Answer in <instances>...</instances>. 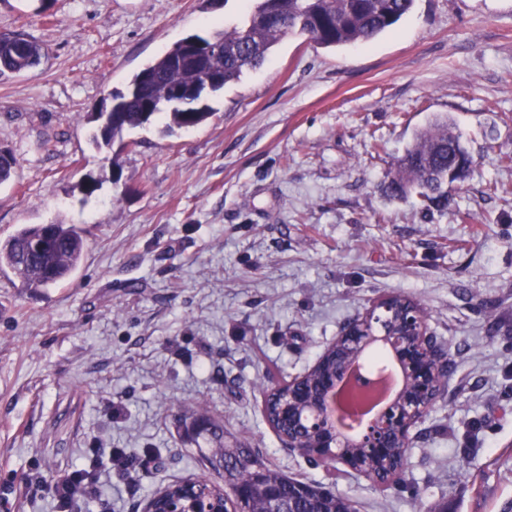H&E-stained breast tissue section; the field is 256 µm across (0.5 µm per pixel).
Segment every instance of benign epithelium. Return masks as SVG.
<instances>
[{"label": "benign epithelium", "mask_w": 512, "mask_h": 512, "mask_svg": "<svg viewBox=\"0 0 512 512\" xmlns=\"http://www.w3.org/2000/svg\"><path fill=\"white\" fill-rule=\"evenodd\" d=\"M334 344L343 347V353L336 357V369L321 379L318 395L306 402H289L282 407L281 415L288 418V447L296 444L294 437L309 430L315 440L314 449L306 457L330 456L344 471L360 476L362 472L349 464L338 449L358 448L369 457L386 461L398 445L408 446L412 430L434 403L433 395L443 392L447 385L448 376L442 371L448 369V353L436 343L427 320L416 311H407L404 319L394 324L387 296L347 323ZM377 345L395 355L403 385L381 413L350 438L336 422V391L348 377L352 364Z\"/></svg>", "instance_id": "7a95c632"}]
</instances>
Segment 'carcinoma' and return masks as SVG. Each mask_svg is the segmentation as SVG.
I'll return each instance as SVG.
<instances>
[{
  "mask_svg": "<svg viewBox=\"0 0 512 512\" xmlns=\"http://www.w3.org/2000/svg\"><path fill=\"white\" fill-rule=\"evenodd\" d=\"M248 11L229 26L201 36L200 51L209 71L222 76L206 83L201 73L185 62L189 42L184 37L135 73L124 92L110 98L115 112L100 129L102 143L111 145L124 132L152 124L165 115L167 128L189 129L206 123L213 108L200 102L203 94H216L241 75L261 66L272 48L290 34L307 36L323 48L367 43L395 28L414 6V0H247ZM43 46L32 38L24 44L8 34L0 36V77L21 74L39 65ZM175 87L183 90L178 101L171 96ZM452 126L440 121L406 149L391 179L381 187L389 198H400L415 190L427 209L443 210L450 201L448 165L463 149ZM18 166L17 158L0 151V183L8 181ZM85 242L74 224H23L0 242V272H11L29 290L49 288L70 277L81 266ZM335 366L331 356L309 372L288 393L309 395L317 390V377ZM179 424L188 432L205 434L212 442L205 464L224 474V484L205 483L215 512H356L352 502L330 490L303 492L295 480L263 463L259 451L239 444L224 447V420L203 404L185 407ZM406 449H399L389 463L364 459L361 464L370 476L405 464ZM195 485L174 481L163 493L151 496L153 512H166L169 502L182 500L184 512H194Z\"/></svg>",
  "mask_w": 512,
  "mask_h": 512,
  "instance_id": "carcinoma-1",
  "label": "carcinoma"
}]
</instances>
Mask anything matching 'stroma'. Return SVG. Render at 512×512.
Segmentation results:
<instances>
[{
  "label": "stroma",
  "mask_w": 512,
  "mask_h": 512,
  "mask_svg": "<svg viewBox=\"0 0 512 512\" xmlns=\"http://www.w3.org/2000/svg\"><path fill=\"white\" fill-rule=\"evenodd\" d=\"M241 0H0V32L46 56L0 77V240L23 224L83 231L71 278L31 291L0 273V512H135L182 478L218 481L174 425L206 402L224 438L358 512L512 506V0H416L395 30L336 48L294 34L208 103L99 150L91 114L171 44L238 20ZM473 164L451 203L381 191L435 119ZM51 140L52 151L41 144ZM96 183L94 192L82 187ZM412 297L456 368L412 432L404 486L311 463L262 412V377L304 373L372 301ZM121 453L125 468L113 463ZM82 472L83 471H81V469L72 471L68 476L61 479L60 481H58L57 483L53 484L50 487L51 493L57 498L59 491L64 490V489H67L68 491H70L72 486L75 484L81 485V487H79L76 490V493L77 492L83 493V494L92 493L94 490L93 489V481L87 480L84 477Z\"/></svg>",
  "instance_id": "obj_1"
}]
</instances>
